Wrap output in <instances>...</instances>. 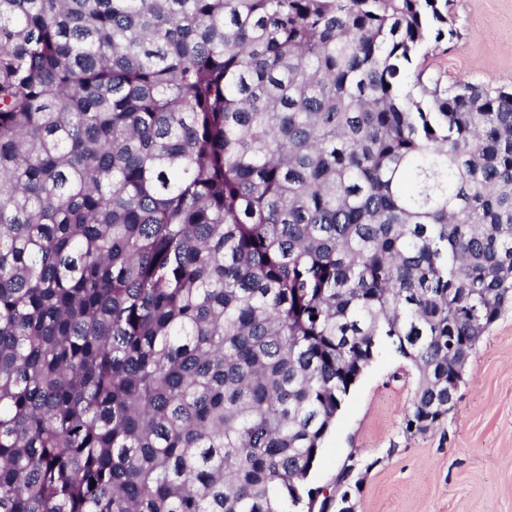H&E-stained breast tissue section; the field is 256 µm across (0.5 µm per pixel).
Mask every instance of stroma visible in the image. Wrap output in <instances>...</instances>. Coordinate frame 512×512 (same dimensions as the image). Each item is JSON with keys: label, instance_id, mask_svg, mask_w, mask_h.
<instances>
[{"label": "stroma", "instance_id": "obj_1", "mask_svg": "<svg viewBox=\"0 0 512 512\" xmlns=\"http://www.w3.org/2000/svg\"><path fill=\"white\" fill-rule=\"evenodd\" d=\"M459 35L427 69L512 86V0H453ZM416 370L385 348L346 398L312 474L330 487L349 456L364 465L356 512H512V303L479 342L457 403L435 429L403 431Z\"/></svg>", "mask_w": 512, "mask_h": 512}]
</instances>
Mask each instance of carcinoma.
Returning a JSON list of instances; mask_svg holds the SVG:
<instances>
[{
	"label": "carcinoma",
	"mask_w": 512,
	"mask_h": 512,
	"mask_svg": "<svg viewBox=\"0 0 512 512\" xmlns=\"http://www.w3.org/2000/svg\"><path fill=\"white\" fill-rule=\"evenodd\" d=\"M451 2L0 0V512L327 505L385 344L447 418L512 299V89L419 63Z\"/></svg>",
	"instance_id": "cac0c4a2"
}]
</instances>
